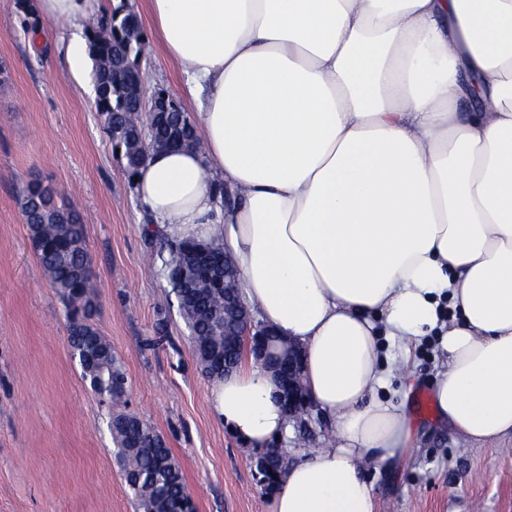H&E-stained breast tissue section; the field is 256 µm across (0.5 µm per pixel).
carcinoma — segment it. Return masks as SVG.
Here are the masks:
<instances>
[{"mask_svg":"<svg viewBox=\"0 0 512 512\" xmlns=\"http://www.w3.org/2000/svg\"><path fill=\"white\" fill-rule=\"evenodd\" d=\"M25 28L37 32L39 18L32 0H15ZM95 63V106L104 116L105 132L124 150L127 170L134 173L155 151L200 148L194 124L174 103L143 118L136 110L135 88L143 79L137 58L143 28L127 4L110 14L90 19L85 26ZM17 202L28 225L35 254L51 285L65 300L70 346L76 349L82 376L92 374L95 391L118 402L126 384L125 372L112 346L88 323L94 307L93 274L86 250V227L80 213L65 203L60 192L34 179L19 188ZM179 267L171 282L179 313L202 371L210 377L224 375L225 345L240 353L242 328L224 335V282L238 287V274L224 275V251L218 244H202L192 237L172 249L168 268ZM126 483L132 490L137 512H193L186 498L181 466L166 441L139 417L131 415L111 426ZM288 467L278 458L272 472L257 461V468L272 485Z\"/></svg>","mask_w":512,"mask_h":512,"instance_id":"1","label":"carcinoma"}]
</instances>
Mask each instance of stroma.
<instances>
[{"instance_id": "1", "label": "stroma", "mask_w": 512, "mask_h": 512, "mask_svg": "<svg viewBox=\"0 0 512 512\" xmlns=\"http://www.w3.org/2000/svg\"><path fill=\"white\" fill-rule=\"evenodd\" d=\"M144 29L146 94L163 89L194 106L158 40L146 0H128ZM55 21L27 33L14 0H0V512H135L109 422L137 415L179 462L197 512H269L250 448L214 409L167 279L170 244L148 222L95 107L94 71L65 64L70 36ZM57 187L82 215L94 271L90 322L126 373L120 405L101 401L71 355L66 304L32 248L16 199L22 182ZM412 439L369 468L381 512H512V436L475 445L436 418L431 386L443 360L430 342L412 351ZM325 415L291 421L279 445L289 461L323 445Z\"/></svg>"}]
</instances>
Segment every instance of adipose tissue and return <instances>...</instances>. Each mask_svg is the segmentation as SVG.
<instances>
[{
    "label": "adipose tissue",
    "instance_id": "obj_1",
    "mask_svg": "<svg viewBox=\"0 0 512 512\" xmlns=\"http://www.w3.org/2000/svg\"><path fill=\"white\" fill-rule=\"evenodd\" d=\"M102 0H33L77 24ZM198 103L202 150L153 153L134 189L156 231L217 240L244 299L301 348L326 447L270 512H379L364 473L403 452L380 336H434L432 399L467 442L512 433V0H148ZM231 195L221 207L217 186ZM252 448L286 437L273 376L217 382Z\"/></svg>",
    "mask_w": 512,
    "mask_h": 512
}]
</instances>
